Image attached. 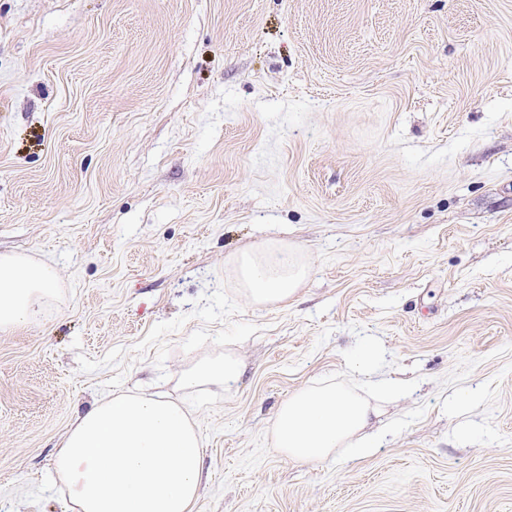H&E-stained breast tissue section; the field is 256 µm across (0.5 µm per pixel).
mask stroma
Segmentation results:
<instances>
[{"label":"stroma","mask_w":512,"mask_h":512,"mask_svg":"<svg viewBox=\"0 0 512 512\" xmlns=\"http://www.w3.org/2000/svg\"><path fill=\"white\" fill-rule=\"evenodd\" d=\"M271 241L309 273L255 305ZM0 253L59 280L0 333V512H71L56 450L120 393L196 421L195 512H512V0H0ZM324 381L401 384L369 456L272 448ZM234 264L242 294L256 305L288 301L301 288L309 271L302 251L288 243L244 249ZM242 363L232 351H225L224 359L203 360L187 371L182 381L187 386L206 383H223L224 388L231 387L240 379Z\"/></svg>","instance_id":"1"}]
</instances>
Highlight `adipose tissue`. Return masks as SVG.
<instances>
[{"label": "adipose tissue", "mask_w": 512, "mask_h": 512, "mask_svg": "<svg viewBox=\"0 0 512 512\" xmlns=\"http://www.w3.org/2000/svg\"><path fill=\"white\" fill-rule=\"evenodd\" d=\"M242 294L253 304L283 303L301 288L309 268L287 243L247 248L234 260ZM57 292L54 267L22 256L0 255V332L40 320ZM234 352L204 360L182 381L195 386L240 379ZM376 408L370 398L336 383L294 392L271 429L272 446L297 462H317L374 447L366 429ZM202 435L175 402L116 395L78 415L55 456V473L75 512H193L202 480Z\"/></svg>", "instance_id": "adipose-tissue-1"}]
</instances>
